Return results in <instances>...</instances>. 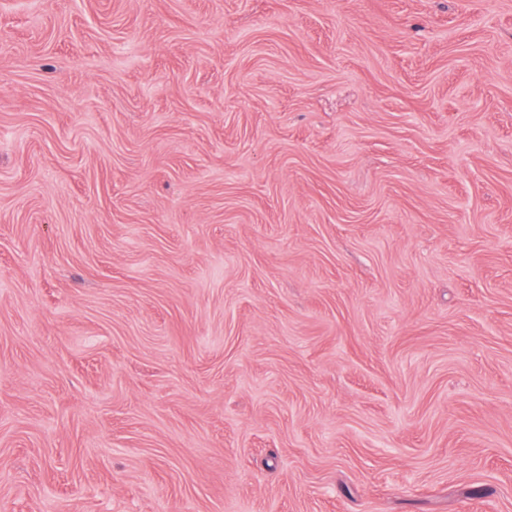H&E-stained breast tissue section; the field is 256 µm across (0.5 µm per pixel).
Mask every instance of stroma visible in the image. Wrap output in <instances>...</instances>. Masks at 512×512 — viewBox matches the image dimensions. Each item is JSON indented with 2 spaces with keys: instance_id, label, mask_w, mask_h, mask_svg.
<instances>
[{
  "instance_id": "1",
  "label": "stroma",
  "mask_w": 512,
  "mask_h": 512,
  "mask_svg": "<svg viewBox=\"0 0 512 512\" xmlns=\"http://www.w3.org/2000/svg\"><path fill=\"white\" fill-rule=\"evenodd\" d=\"M0 512H512V0H0Z\"/></svg>"
}]
</instances>
